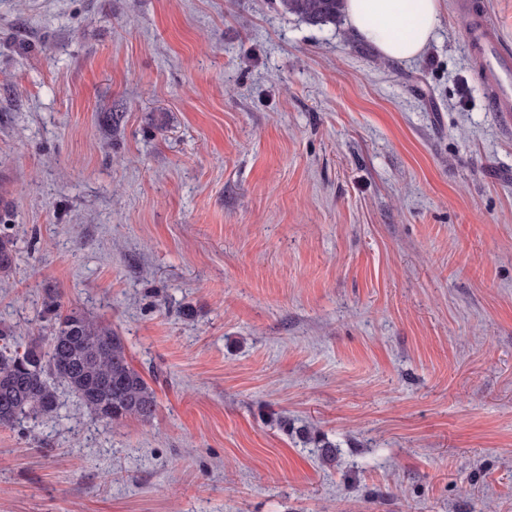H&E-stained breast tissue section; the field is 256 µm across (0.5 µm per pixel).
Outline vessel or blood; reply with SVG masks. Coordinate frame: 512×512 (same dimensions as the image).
<instances>
[{
    "instance_id": "1",
    "label": "vessel or blood",
    "mask_w": 512,
    "mask_h": 512,
    "mask_svg": "<svg viewBox=\"0 0 512 512\" xmlns=\"http://www.w3.org/2000/svg\"><path fill=\"white\" fill-rule=\"evenodd\" d=\"M468 38L494 87L497 111L512 112V56L502 52L487 13L470 12Z\"/></svg>"
}]
</instances>
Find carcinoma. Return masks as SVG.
<instances>
[{"mask_svg": "<svg viewBox=\"0 0 512 512\" xmlns=\"http://www.w3.org/2000/svg\"><path fill=\"white\" fill-rule=\"evenodd\" d=\"M285 12L311 25L343 21L344 0H280ZM6 207H0V278L15 265L16 250L7 233ZM50 326L47 338L21 348L15 329L0 323V427L12 428L25 419L53 416L59 406L57 384L75 395L93 417L108 424L128 418L151 421L157 410L156 390L131 363L112 326L78 306L45 302ZM321 459H335L336 444L306 432Z\"/></svg>", "mask_w": 512, "mask_h": 512, "instance_id": "carcinoma-1", "label": "carcinoma"}]
</instances>
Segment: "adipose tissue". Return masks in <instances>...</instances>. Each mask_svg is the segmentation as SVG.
Wrapping results in <instances>:
<instances>
[{"label":"adipose tissue","mask_w":512,"mask_h":512,"mask_svg":"<svg viewBox=\"0 0 512 512\" xmlns=\"http://www.w3.org/2000/svg\"><path fill=\"white\" fill-rule=\"evenodd\" d=\"M442 5V0H345V23L381 58L410 60L433 38Z\"/></svg>","instance_id":"obj_1"}]
</instances>
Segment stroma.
<instances>
[{
  "label": "stroma",
  "mask_w": 512,
  "mask_h": 512,
  "mask_svg": "<svg viewBox=\"0 0 512 512\" xmlns=\"http://www.w3.org/2000/svg\"><path fill=\"white\" fill-rule=\"evenodd\" d=\"M468 2L407 61L280 0H0V322L77 305L158 401L59 387L0 429V512H512V119ZM6 206L0 207V278L7 276L16 261V250L12 236L6 231L10 224L6 222Z\"/></svg>",
  "instance_id": "obj_1"
}]
</instances>
